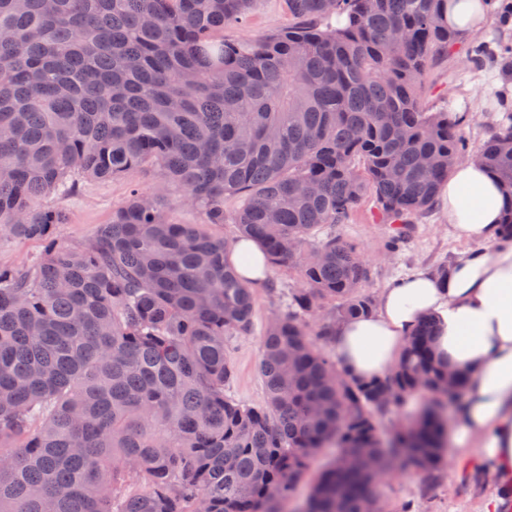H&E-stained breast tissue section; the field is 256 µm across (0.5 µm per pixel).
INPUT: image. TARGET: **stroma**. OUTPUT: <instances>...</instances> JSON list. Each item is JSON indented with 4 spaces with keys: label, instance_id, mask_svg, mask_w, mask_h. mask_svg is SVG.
<instances>
[{
    "label": "stroma",
    "instance_id": "obj_1",
    "mask_svg": "<svg viewBox=\"0 0 512 512\" xmlns=\"http://www.w3.org/2000/svg\"><path fill=\"white\" fill-rule=\"evenodd\" d=\"M287 26L286 0H254L242 23L225 26L224 37L251 43ZM475 42L495 49V56L475 59L469 53ZM511 45L512 21L503 22L497 0H491L485 24L464 37L454 53L434 59L426 72L428 105L469 114L460 131L470 151L479 150L512 113V55L507 52ZM135 189L162 195L175 223L203 221L199 209L183 192L166 184L159 170L136 167L109 180L80 181L74 192L49 197L48 205L66 215L65 223L56 229L59 243L75 246L87 241L100 225L111 222L113 211ZM336 232L359 248L368 271L365 290L373 296L402 276L425 267L437 269L463 253L487 247L484 241H460L449 234L445 206L440 202L429 214L414 219L407 239L393 252L386 243L394 227L380 220L372 200L363 201ZM300 286L298 269L273 266L265 283L254 288V331L228 340L234 366V376L224 389L228 397L249 406L263 404L265 394L257 372L262 334L270 319L287 310L292 293ZM493 488L491 479L478 477L475 459L458 458L448 448L434 481L397 467L380 479L377 491L386 512H479L483 497Z\"/></svg>",
    "mask_w": 512,
    "mask_h": 512
}]
</instances>
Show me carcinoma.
<instances>
[{
  "instance_id": "carcinoma-1",
  "label": "carcinoma",
  "mask_w": 512,
  "mask_h": 512,
  "mask_svg": "<svg viewBox=\"0 0 512 512\" xmlns=\"http://www.w3.org/2000/svg\"><path fill=\"white\" fill-rule=\"evenodd\" d=\"M252 2L0 0V230L42 245L0 266V512H282L330 445L301 512H381L392 465L427 480L440 466L470 377L448 385L434 322L360 384L302 316L337 303L328 340L370 313L365 265L336 225L369 196L409 223L468 156L449 112L423 102L430 62L460 39L448 0H286L288 28L214 38ZM473 158L512 198V123ZM142 166L204 223L175 224L135 191L86 242H56L66 216L44 199ZM228 220L303 281L264 328L257 407L224 396L226 339L254 326L230 245L209 232ZM420 391L428 405L382 440L377 416ZM336 454V448H322L312 459L306 475L299 481L295 490L288 494L282 503L283 512H298L312 492L314 482L326 464Z\"/></svg>"
}]
</instances>
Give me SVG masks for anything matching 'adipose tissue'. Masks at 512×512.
Returning a JSON list of instances; mask_svg holds the SVG:
<instances>
[{
  "label": "adipose tissue",
  "mask_w": 512,
  "mask_h": 512,
  "mask_svg": "<svg viewBox=\"0 0 512 512\" xmlns=\"http://www.w3.org/2000/svg\"><path fill=\"white\" fill-rule=\"evenodd\" d=\"M441 194L452 236L485 240L493 251L453 259L444 279L423 269L396 280L372 313L337 323L332 344L339 367L370 382L390 372L422 318L435 321L436 355L471 378L449 434L459 454L476 453L495 480L482 512H497L512 494V241L500 237L506 198L473 161L454 167ZM233 260L247 285L266 280V253L256 239L238 241Z\"/></svg>",
  "instance_id": "obj_1"
}]
</instances>
